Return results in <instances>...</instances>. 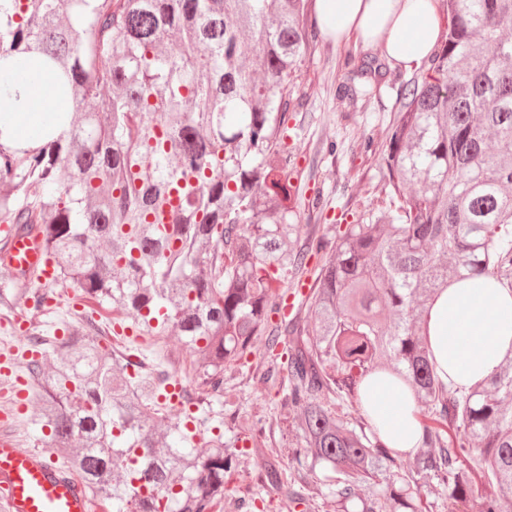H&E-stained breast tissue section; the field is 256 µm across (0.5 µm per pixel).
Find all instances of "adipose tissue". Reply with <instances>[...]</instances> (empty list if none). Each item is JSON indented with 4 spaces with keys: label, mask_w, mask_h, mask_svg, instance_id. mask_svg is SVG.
I'll return each instance as SVG.
<instances>
[{
    "label": "adipose tissue",
    "mask_w": 512,
    "mask_h": 512,
    "mask_svg": "<svg viewBox=\"0 0 512 512\" xmlns=\"http://www.w3.org/2000/svg\"><path fill=\"white\" fill-rule=\"evenodd\" d=\"M315 21L334 44L379 48L391 66L411 69L448 35L441 0H315ZM441 381L485 382L512 350V289L480 276L450 283L426 317ZM362 406L390 448L418 447L421 427L411 391L389 377H368Z\"/></svg>",
    "instance_id": "ef3b65f1"
}]
</instances>
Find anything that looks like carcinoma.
<instances>
[{"instance_id": "1", "label": "carcinoma", "mask_w": 512, "mask_h": 512, "mask_svg": "<svg viewBox=\"0 0 512 512\" xmlns=\"http://www.w3.org/2000/svg\"><path fill=\"white\" fill-rule=\"evenodd\" d=\"M312 0H0V98L28 116L12 73L50 78L49 119L0 140V225L37 228L54 274L0 269V310L68 282L139 336L176 332L200 394L263 346L300 447L283 469L265 426L240 440L262 488L303 504L336 473V512H448L512 501V359L485 385L445 388L425 315L465 274L512 285V0H448V38L400 90L381 156L387 205L368 222L301 223L289 178L288 95L314 47ZM258 52H246L249 44ZM311 281L289 317L279 304ZM39 423L110 512H224L239 455L158 422L159 380L113 359L88 315L50 361L32 359ZM405 382L421 446H385L361 407L366 379ZM413 492L420 498L424 505L431 506L427 509L432 512H448V499L431 478H418L412 483Z\"/></svg>"}]
</instances>
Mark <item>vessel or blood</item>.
<instances>
[{"label": "vessel or blood", "instance_id": "obj_1", "mask_svg": "<svg viewBox=\"0 0 512 512\" xmlns=\"http://www.w3.org/2000/svg\"><path fill=\"white\" fill-rule=\"evenodd\" d=\"M0 265L19 271L39 270L51 277L38 231L0 225ZM0 498L8 512H88L83 485L57 460L36 448L21 447L0 435Z\"/></svg>", "mask_w": 512, "mask_h": 512}]
</instances>
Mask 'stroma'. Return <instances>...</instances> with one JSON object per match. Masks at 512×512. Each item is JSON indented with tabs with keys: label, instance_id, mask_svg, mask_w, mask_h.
Wrapping results in <instances>:
<instances>
[{
	"label": "stroma",
	"instance_id": "obj_1",
	"mask_svg": "<svg viewBox=\"0 0 512 512\" xmlns=\"http://www.w3.org/2000/svg\"><path fill=\"white\" fill-rule=\"evenodd\" d=\"M357 57L361 62L382 65L381 90L369 100L349 104L338 95L350 85L344 61ZM411 71L384 65L378 48L355 51L336 47L319 37L301 65V75L290 93L292 137L288 147L297 168L292 182L299 190L301 217L307 224H348L368 215L384 197L385 171L379 156L359 152L363 139L385 142L389 127L399 110V89ZM335 152H328V143ZM322 195L324 212L309 211L307 203ZM274 389L250 379L246 366L235 364L224 371V428L232 430L238 417L269 418ZM270 419V418H269Z\"/></svg>",
	"mask_w": 512,
	"mask_h": 512
}]
</instances>
